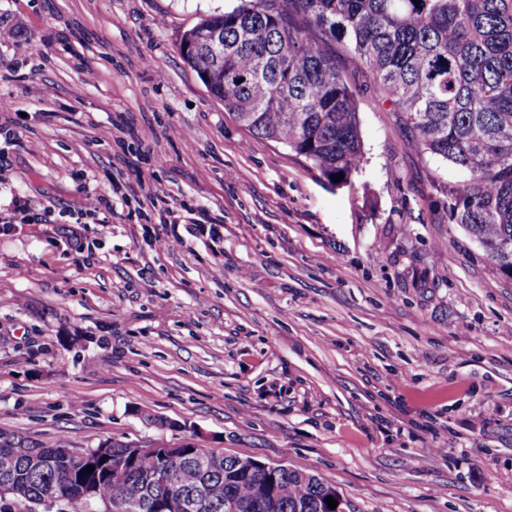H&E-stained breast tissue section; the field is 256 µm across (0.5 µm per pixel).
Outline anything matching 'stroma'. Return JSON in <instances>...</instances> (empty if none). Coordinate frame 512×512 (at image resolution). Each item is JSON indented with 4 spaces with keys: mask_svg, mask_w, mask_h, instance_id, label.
Returning a JSON list of instances; mask_svg holds the SVG:
<instances>
[{
    "mask_svg": "<svg viewBox=\"0 0 512 512\" xmlns=\"http://www.w3.org/2000/svg\"><path fill=\"white\" fill-rule=\"evenodd\" d=\"M236 4L0 0V431L193 433L313 472L351 512H512V276L451 217L464 173L337 40L350 184L252 134L180 53ZM201 209L220 239L155 250L166 211Z\"/></svg>",
    "mask_w": 512,
    "mask_h": 512,
    "instance_id": "1",
    "label": "stroma"
}]
</instances>
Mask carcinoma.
Returning a JSON list of instances; mask_svg holds the SVG:
<instances>
[{"instance_id":"1","label":"carcinoma","mask_w":512,"mask_h":512,"mask_svg":"<svg viewBox=\"0 0 512 512\" xmlns=\"http://www.w3.org/2000/svg\"><path fill=\"white\" fill-rule=\"evenodd\" d=\"M197 27L224 39L222 57L204 36L180 45L208 92L251 133L288 146L329 182L343 175L342 185L363 156L355 91L325 38L343 42L422 150L468 173L453 190L452 217L512 274V0H238ZM108 445L125 465L83 473L61 440L1 438L0 484L18 493L0 499V512H34L44 496L74 501L85 483L97 505L72 512H100L118 491L139 494L138 512H161L154 504L177 491L198 496L197 512H224L226 501L238 512H344L336 488L305 470L270 480L243 473L237 456L188 448L166 487L135 446Z\"/></svg>"}]
</instances>
